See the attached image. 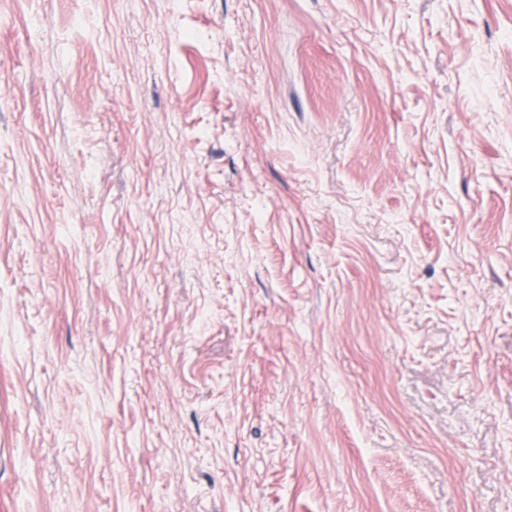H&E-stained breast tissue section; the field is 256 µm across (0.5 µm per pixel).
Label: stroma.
<instances>
[{
    "mask_svg": "<svg viewBox=\"0 0 512 512\" xmlns=\"http://www.w3.org/2000/svg\"><path fill=\"white\" fill-rule=\"evenodd\" d=\"M0 512H512V0H0Z\"/></svg>",
    "mask_w": 512,
    "mask_h": 512,
    "instance_id": "stroma-1",
    "label": "stroma"
}]
</instances>
